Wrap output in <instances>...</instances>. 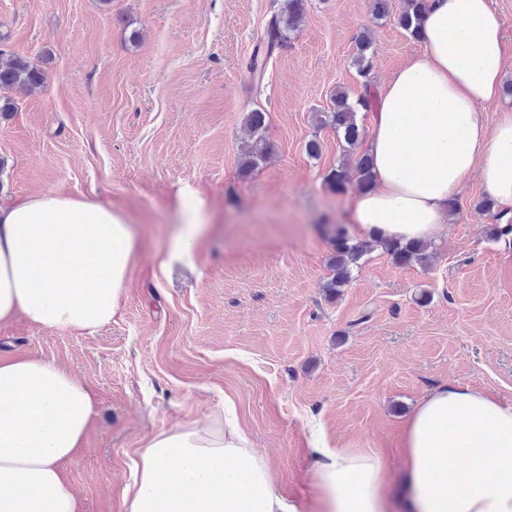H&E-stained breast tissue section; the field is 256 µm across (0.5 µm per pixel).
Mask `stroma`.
Here are the masks:
<instances>
[{"instance_id":"stroma-1","label":"stroma","mask_w":512,"mask_h":512,"mask_svg":"<svg viewBox=\"0 0 512 512\" xmlns=\"http://www.w3.org/2000/svg\"><path fill=\"white\" fill-rule=\"evenodd\" d=\"M287 48L255 85L249 57L283 0H0V49L46 74L7 90L0 200L48 192L111 203L139 235L121 313L95 335L16 317L0 356H39L93 390L96 413L65 468L83 512H126L137 451L151 435L205 420L223 402L273 470L305 498L310 450L382 454L402 473L404 427L448 383L512 404V240L496 237L472 177L430 265L374 248L336 296L323 284L346 198L323 177L342 150L316 130L336 88L382 89L423 48L372 0H306ZM370 32L373 66L352 63ZM267 114L272 157L240 180L245 116ZM319 139V157L306 143ZM202 197L189 251L181 190Z\"/></svg>"}]
</instances>
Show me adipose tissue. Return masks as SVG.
I'll return each instance as SVG.
<instances>
[{"mask_svg": "<svg viewBox=\"0 0 512 512\" xmlns=\"http://www.w3.org/2000/svg\"><path fill=\"white\" fill-rule=\"evenodd\" d=\"M493 0H430L423 50L387 81L367 127L375 187L345 218L356 237L428 241L474 170L512 217V109L502 97ZM138 238L107 203L59 193L0 204V322L92 335L122 309ZM95 411L90 388L40 357L0 359V512H80L64 469ZM403 484L354 448L312 449L305 499L285 500L234 410L151 436L123 494L127 512H512V404L463 385L429 390L409 417Z\"/></svg>", "mask_w": 512, "mask_h": 512, "instance_id": "adipose-tissue-1", "label": "adipose tissue"}]
</instances>
